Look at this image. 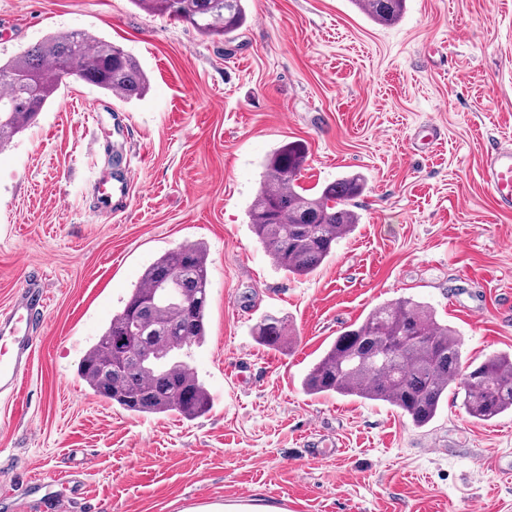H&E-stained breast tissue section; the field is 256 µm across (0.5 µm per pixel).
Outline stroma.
<instances>
[{
    "label": "stroma",
    "instance_id": "stroma-1",
    "mask_svg": "<svg viewBox=\"0 0 512 512\" xmlns=\"http://www.w3.org/2000/svg\"><path fill=\"white\" fill-rule=\"evenodd\" d=\"M246 7L227 43L131 0H0V60L86 30L150 81L125 101L68 80L0 151V311L28 282L48 295L22 390L0 397V512H512V473L495 466L511 413L479 421L452 394L418 428L301 386L336 336L400 297L455 328L467 357L512 352V210L482 176L487 148L512 147V0H406L388 26L351 0ZM286 142L305 150L303 187L366 179L356 230L306 277L274 265L246 214ZM127 166L126 205L96 198ZM190 242L209 253L190 363L210 407L126 411L79 365L144 269ZM267 314L287 326L277 350L255 336ZM40 474L63 477L53 499L21 489Z\"/></svg>",
    "mask_w": 512,
    "mask_h": 512
}]
</instances>
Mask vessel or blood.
<instances>
[{"instance_id": "vessel-or-blood-1", "label": "vessel or blood", "mask_w": 512, "mask_h": 512, "mask_svg": "<svg viewBox=\"0 0 512 512\" xmlns=\"http://www.w3.org/2000/svg\"><path fill=\"white\" fill-rule=\"evenodd\" d=\"M483 178L491 187L500 208L512 207V149L493 148L483 160ZM133 183L132 168L105 180V198L126 200ZM47 304L43 292L23 289L16 308L0 312V395L20 393L23 376L35 352L32 322L41 317Z\"/></svg>"}]
</instances>
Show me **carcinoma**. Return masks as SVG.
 Segmentation results:
<instances>
[{"mask_svg": "<svg viewBox=\"0 0 512 512\" xmlns=\"http://www.w3.org/2000/svg\"><path fill=\"white\" fill-rule=\"evenodd\" d=\"M148 13L189 23L208 37L230 38L247 22L245 0H132ZM381 25L396 22L405 0H354ZM75 77L126 100L147 90V76L123 48L91 32L63 31L0 62V150L33 124L63 82ZM306 156L292 143L266 160L265 175L247 216L252 233L277 268L293 276L314 273L350 235L359 214L351 201L366 185L360 174L323 184L311 193L298 184ZM173 272L177 288L158 305L144 297L158 292L159 277ZM208 253L201 243L162 253L143 272L123 308L88 351L79 371L89 386L126 411L176 412L194 418L209 407L204 383L187 363L188 349L206 339ZM138 333L128 355L117 338ZM261 345L286 341L283 321L263 317L256 327ZM115 355L108 372L98 363ZM310 395L337 394L386 403L424 427L437 416L448 393L464 391L469 417L489 421L512 411V353L489 355L479 363L464 356L456 331L410 297L371 309L336 337L302 380Z\"/></svg>", "mask_w": 512, "mask_h": 512, "instance_id": "carcinoma-1", "label": "carcinoma"}]
</instances>
